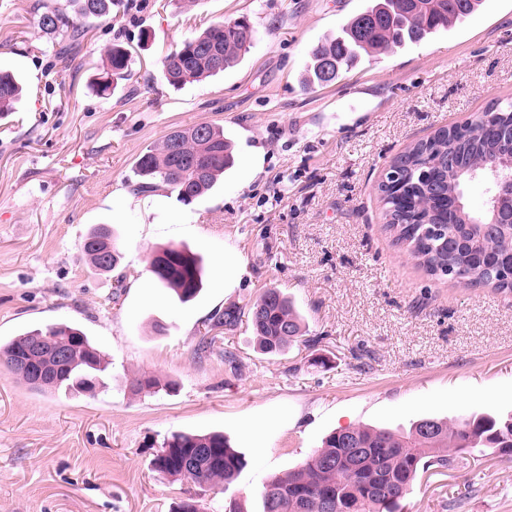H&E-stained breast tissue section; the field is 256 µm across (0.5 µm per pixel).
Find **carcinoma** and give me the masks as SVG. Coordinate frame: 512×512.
Instances as JSON below:
<instances>
[{
	"instance_id": "carcinoma-1",
	"label": "carcinoma",
	"mask_w": 512,
	"mask_h": 512,
	"mask_svg": "<svg viewBox=\"0 0 512 512\" xmlns=\"http://www.w3.org/2000/svg\"><path fill=\"white\" fill-rule=\"evenodd\" d=\"M75 17L60 9H48L39 18V27L62 36L55 54L65 62L85 37L80 18H102L119 8L122 0H68ZM480 0H368V3L336 35L309 51L304 84L324 86L338 78L344 68L396 47L418 44L430 36L448 31L471 15ZM254 38V29L245 19L214 22L199 35L188 39L162 62L165 80L173 87L201 82L234 65L242 50ZM127 50L112 45L107 63L94 79L101 91L128 69ZM333 74L328 78L327 74ZM21 87L14 74L0 70V115L14 110ZM512 114V102L491 101L482 122L470 127L455 125L438 130L415 142L388 165L387 172L399 169V195H383L385 228L395 244L403 248L428 275L445 278L466 287H489L512 293V280L496 275L499 266L512 257V225L479 224L487 204L473 207L465 189L472 177L486 178L495 155V136ZM197 128L175 130L143 153L135 168L136 187L142 192L161 187L191 202L210 191L224 171L234 164L233 147L224 139V130L208 123ZM454 155L464 172H448V155ZM462 202V210L473 224H446L448 208ZM90 264L102 272L112 271L120 252L114 231L106 224L92 230L82 243ZM158 283L181 302L195 299L203 288L200 260L175 246L158 248L150 260ZM247 323L257 348L277 356L305 341V326L292 302L276 288H268L251 304L231 303L217 315L212 328L233 330ZM51 336L68 351L67 362L50 364L33 356L34 367L45 379L39 391L85 392L87 384L98 387L101 375L111 362L106 354L79 327L58 323L26 331L6 343L0 342V362L24 353L43 337ZM161 382L143 373L130 381L129 391L137 396L156 393ZM490 449L512 459V417L477 419L424 417L409 429L390 430L358 426L335 431L296 469L266 479L262 491L263 512H399L401 501L416 479L429 471L440 474L455 459L474 450ZM200 456L195 472L186 473L182 461ZM155 468L175 479L200 487L221 489L233 482L245 466L244 457L218 433H173L165 438L154 459Z\"/></svg>"
}]
</instances>
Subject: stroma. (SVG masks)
Instances as JSON below:
<instances>
[{
    "mask_svg": "<svg viewBox=\"0 0 512 512\" xmlns=\"http://www.w3.org/2000/svg\"><path fill=\"white\" fill-rule=\"evenodd\" d=\"M89 18L68 67L37 23L66 0H0V68L23 86L0 116V339L79 325L112 358L105 392H39L0 365V512H200L239 501L262 512L266 479L305 461L331 432L409 427L424 417L512 415V294L427 275L382 224L388 162L494 98L512 101V0H482L453 31L362 59L306 89L309 49L365 0H124ZM247 17L251 46L231 68L174 89L163 58L201 27ZM129 52L130 79L91 86L105 51ZM209 123L235 163L185 204L135 188V164L176 129ZM122 258L102 273L82 251L97 225ZM200 256L205 285L180 303L158 287L152 252ZM244 269L225 273V254ZM279 289L306 342L258 353L250 326L197 345L232 303ZM233 352L236 364L224 359ZM317 357L327 367L314 365ZM165 388L134 396L131 379ZM220 432L245 459L223 491L158 472L172 433ZM402 512H512V461L457 457L418 480Z\"/></svg>",
    "mask_w": 512,
    "mask_h": 512,
    "instance_id": "stroma-1",
    "label": "stroma"
}]
</instances>
